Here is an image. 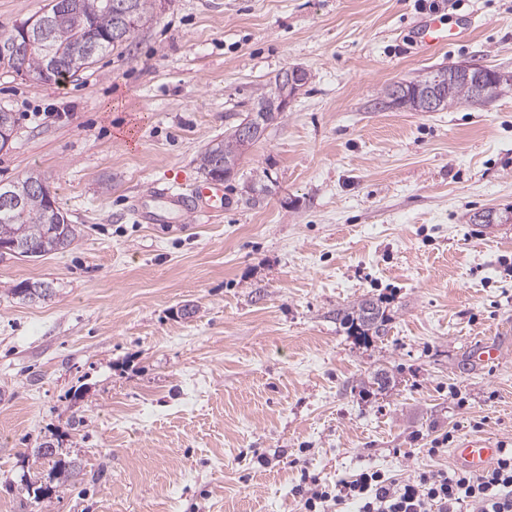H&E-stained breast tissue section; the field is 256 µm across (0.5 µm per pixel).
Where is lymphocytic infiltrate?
Here are the masks:
<instances>
[{
    "label": "lymphocytic infiltrate",
    "mask_w": 512,
    "mask_h": 512,
    "mask_svg": "<svg viewBox=\"0 0 512 512\" xmlns=\"http://www.w3.org/2000/svg\"><path fill=\"white\" fill-rule=\"evenodd\" d=\"M304 512L358 504L359 512H512V444H500L481 472L428 469L407 479L365 470L337 487L312 479L299 489Z\"/></svg>",
    "instance_id": "1"
}]
</instances>
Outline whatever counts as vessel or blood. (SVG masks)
I'll use <instances>...</instances> for the list:
<instances>
[{"label": "vessel or blood", "instance_id": "vessel-or-blood-1", "mask_svg": "<svg viewBox=\"0 0 512 512\" xmlns=\"http://www.w3.org/2000/svg\"><path fill=\"white\" fill-rule=\"evenodd\" d=\"M420 36L428 45L443 47L458 42L462 33L442 22L430 20L422 26ZM229 205L230 198L223 183L214 181L188 192L171 187L156 189L150 195L135 198L132 209L148 224H183L217 218ZM497 451L495 442L468 437L458 444L454 455L465 468L479 471L493 460Z\"/></svg>", "mask_w": 512, "mask_h": 512}]
</instances>
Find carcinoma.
Listing matches in <instances>:
<instances>
[{"instance_id": "1", "label": "carcinoma", "mask_w": 512, "mask_h": 512, "mask_svg": "<svg viewBox=\"0 0 512 512\" xmlns=\"http://www.w3.org/2000/svg\"><path fill=\"white\" fill-rule=\"evenodd\" d=\"M112 0H46V4L34 15L36 21L44 24V34L34 39L33 47L23 56L25 70L40 75L47 66L46 58L58 56L67 62L64 75L69 76L90 68L96 58L104 52L116 49L128 42L136 28L120 23L110 5ZM127 10L138 19L142 26L150 20L152 0H123ZM453 69V64L441 65L419 80L408 82L405 101L399 102L392 96L391 88L384 90V97L378 104L385 108H407L417 111L416 100L430 89L434 79L441 73ZM475 103L471 85L464 80L450 84L449 93L444 96L441 109ZM285 112L272 92L260 98L247 113L242 122L265 130L266 126ZM252 142L243 139L239 126H234L224 139L211 144L200 155V169L208 176L222 177L236 172L241 157ZM32 176L5 184V187L23 198V205L16 212L0 210V242L13 240L19 230H24L26 248L17 252L22 258H39L50 252L71 246L78 237L75 225L68 222L67 215L56 209L55 221H50L48 209L50 200L43 193L31 192L27 182ZM336 320L347 329L349 335L363 342L370 338L387 336L389 317L382 307L372 299H363L350 308L336 310ZM45 445L37 448L41 459L52 462V471L58 479L67 480L77 474V464L52 457L42 452Z\"/></svg>"}]
</instances>
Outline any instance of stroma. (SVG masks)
Masks as SVG:
<instances>
[{
  "label": "stroma",
  "mask_w": 512,
  "mask_h": 512,
  "mask_svg": "<svg viewBox=\"0 0 512 512\" xmlns=\"http://www.w3.org/2000/svg\"><path fill=\"white\" fill-rule=\"evenodd\" d=\"M424 0H156L77 75L0 66V182L41 174L80 235L0 255V512H301L303 474L450 472L452 435L512 441V85L488 105L374 109L477 60L512 76V0H442L466 36L422 48ZM289 66L311 78L226 181L209 223H142L148 184L199 157ZM43 281L47 299L11 294ZM380 301L387 336L336 311ZM499 343V363L474 345ZM388 372L378 391L373 379ZM52 442L79 474L55 479ZM37 469L50 490L22 480Z\"/></svg>",
  "instance_id": "obj_1"
}]
</instances>
